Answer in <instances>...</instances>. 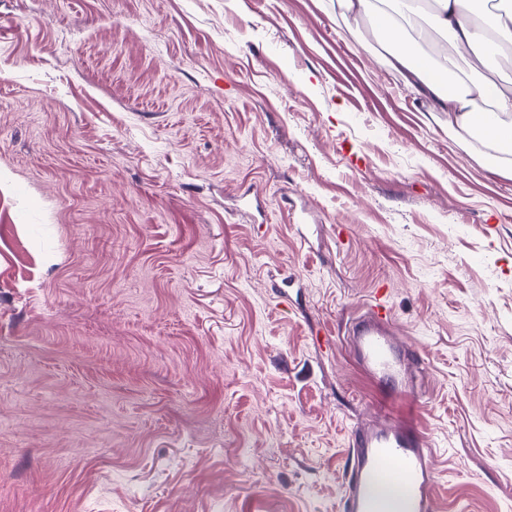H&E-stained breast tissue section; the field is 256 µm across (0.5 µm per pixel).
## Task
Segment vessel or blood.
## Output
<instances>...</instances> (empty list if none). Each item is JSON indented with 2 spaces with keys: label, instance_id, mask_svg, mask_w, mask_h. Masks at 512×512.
Wrapping results in <instances>:
<instances>
[{
  "label": "vessel or blood",
  "instance_id": "b4317fda",
  "mask_svg": "<svg viewBox=\"0 0 512 512\" xmlns=\"http://www.w3.org/2000/svg\"><path fill=\"white\" fill-rule=\"evenodd\" d=\"M386 294L377 289L348 331L358 365L386 390V416L351 434L342 512H436L437 471L416 420L412 371L420 357L397 342Z\"/></svg>",
  "mask_w": 512,
  "mask_h": 512
}]
</instances>
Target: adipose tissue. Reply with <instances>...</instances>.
Here are the masks:
<instances>
[{
	"instance_id": "ef3b65f1",
	"label": "adipose tissue",
	"mask_w": 512,
	"mask_h": 512,
	"mask_svg": "<svg viewBox=\"0 0 512 512\" xmlns=\"http://www.w3.org/2000/svg\"><path fill=\"white\" fill-rule=\"evenodd\" d=\"M388 13L376 16V28L390 47L388 66L404 76L407 87L416 90L436 112L448 115L449 127L481 124L484 147L493 149L512 141V124L503 116L512 115V87L474 75L462 85L443 78L450 71L449 57L429 54L425 49L428 33H436L440 44L482 62L488 35L512 45V25L500 16L488 15L483 24H475L464 11V0H434L428 15H420L414 0H388ZM491 102L493 110L487 122H480L478 102Z\"/></svg>"
}]
</instances>
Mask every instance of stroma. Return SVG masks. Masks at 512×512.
<instances>
[{"label":"stroma","mask_w":512,"mask_h":512,"mask_svg":"<svg viewBox=\"0 0 512 512\" xmlns=\"http://www.w3.org/2000/svg\"><path fill=\"white\" fill-rule=\"evenodd\" d=\"M387 57L341 0H0V512H339L383 283L438 512H512V175Z\"/></svg>","instance_id":"1"}]
</instances>
